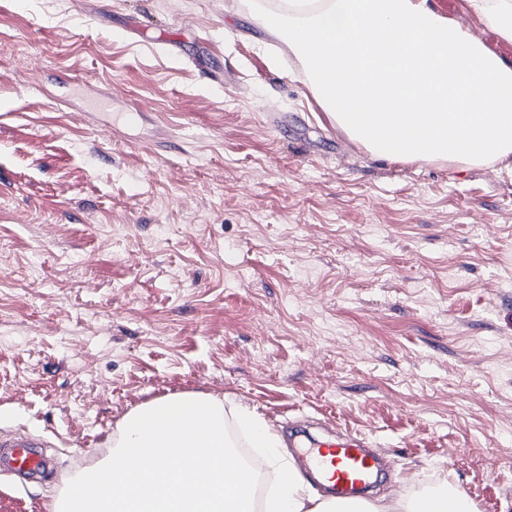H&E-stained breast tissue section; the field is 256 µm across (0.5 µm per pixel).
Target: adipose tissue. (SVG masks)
<instances>
[{"label": "adipose tissue", "instance_id": "ef3b65f1", "mask_svg": "<svg viewBox=\"0 0 512 512\" xmlns=\"http://www.w3.org/2000/svg\"><path fill=\"white\" fill-rule=\"evenodd\" d=\"M512 43V0H462ZM258 18L286 38L329 120L372 156L389 162H445L459 170H512V62L475 39L432 0H279ZM236 428L275 469L289 467L281 438L251 412L177 394L131 412L100 466L111 493H85L51 512H250L256 488L241 478L228 434ZM178 448L174 466L166 451ZM148 452L139 470L128 462ZM263 512H341L300 473L274 487ZM354 512H468L461 492L361 502Z\"/></svg>", "mask_w": 512, "mask_h": 512}]
</instances>
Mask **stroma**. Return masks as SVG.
<instances>
[{
	"label": "stroma",
	"mask_w": 512,
	"mask_h": 512,
	"mask_svg": "<svg viewBox=\"0 0 512 512\" xmlns=\"http://www.w3.org/2000/svg\"><path fill=\"white\" fill-rule=\"evenodd\" d=\"M258 5L0 0V436L57 461L0 512L185 392L364 437L376 495L512 512V173L372 157Z\"/></svg>",
	"instance_id": "obj_1"
}]
</instances>
